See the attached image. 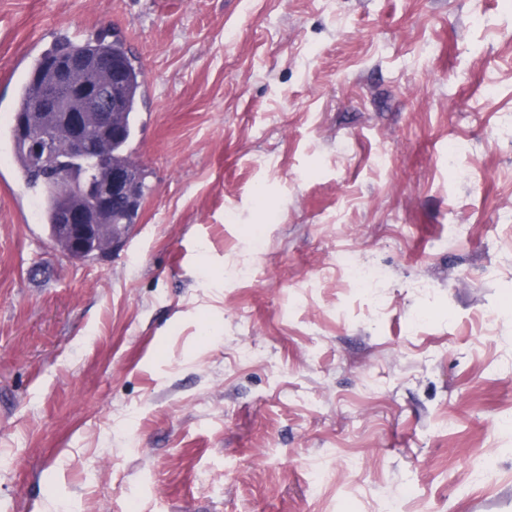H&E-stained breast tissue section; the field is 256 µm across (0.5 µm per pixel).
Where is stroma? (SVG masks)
Listing matches in <instances>:
<instances>
[{
  "instance_id": "35a3bbf8",
  "label": "stroma",
  "mask_w": 512,
  "mask_h": 512,
  "mask_svg": "<svg viewBox=\"0 0 512 512\" xmlns=\"http://www.w3.org/2000/svg\"><path fill=\"white\" fill-rule=\"evenodd\" d=\"M66 27L147 82L152 190L87 262L10 150ZM390 506L512 512V8L0 0V512Z\"/></svg>"
}]
</instances>
